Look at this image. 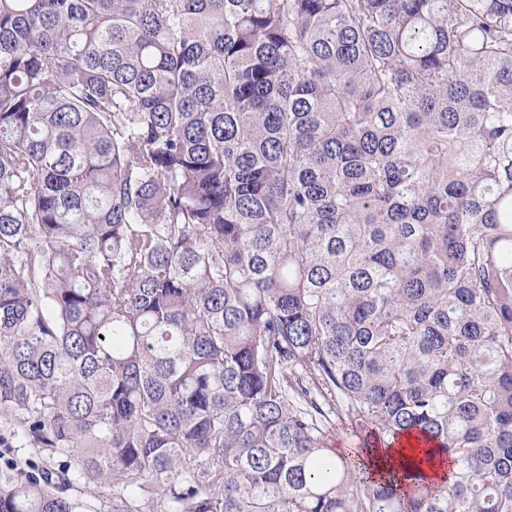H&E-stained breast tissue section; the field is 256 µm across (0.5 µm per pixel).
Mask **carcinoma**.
<instances>
[{"label": "carcinoma", "instance_id": "1", "mask_svg": "<svg viewBox=\"0 0 512 512\" xmlns=\"http://www.w3.org/2000/svg\"><path fill=\"white\" fill-rule=\"evenodd\" d=\"M0 418V512H512V0H0ZM0 434L2 437H12L13 434H16V436H13V439L10 440L12 441L13 448H2V450H7V456L16 460V462H14L12 459H7L5 461L7 467H17L18 465V469L13 470L23 472H30L37 468L36 462H38V460L33 456L32 450L25 444V440L20 434V429L16 421L2 420V422H0ZM339 422L335 423V439L332 442V449L336 456L344 455L348 452L354 451L356 448H362L365 432H353L350 429H343L338 425ZM389 447H376L369 451L368 470L374 478H383L386 473L395 469L406 467V459L411 453V448H416L414 438L406 436L401 438L398 444H389ZM112 485L100 487L94 484H84L83 482L74 485L72 494L77 502L85 507L80 509L81 512H110L108 511L109 503L112 500Z\"/></svg>", "mask_w": 512, "mask_h": 512}]
</instances>
